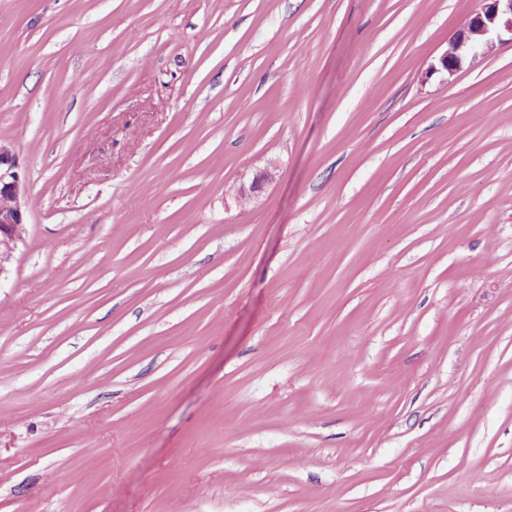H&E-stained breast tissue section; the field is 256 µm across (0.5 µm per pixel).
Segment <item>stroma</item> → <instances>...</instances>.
I'll use <instances>...</instances> for the list:
<instances>
[{"mask_svg":"<svg viewBox=\"0 0 512 512\" xmlns=\"http://www.w3.org/2000/svg\"><path fill=\"white\" fill-rule=\"evenodd\" d=\"M479 7L0 0V512H512V44L425 74ZM26 182L17 154L0 142V272L19 242L26 225Z\"/></svg>","mask_w":512,"mask_h":512,"instance_id":"obj_1","label":"stroma"}]
</instances>
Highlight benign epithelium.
I'll return each mask as SVG.
<instances>
[{
    "instance_id": "1",
    "label": "benign epithelium",
    "mask_w": 512,
    "mask_h": 512,
    "mask_svg": "<svg viewBox=\"0 0 512 512\" xmlns=\"http://www.w3.org/2000/svg\"><path fill=\"white\" fill-rule=\"evenodd\" d=\"M481 2V9L469 16L467 23L449 40L437 63L430 66L432 71L443 70L452 76L464 64L472 65L484 57L495 42H512V0ZM505 34L511 38L503 39ZM25 196L26 182L19 158L8 145L0 142V271L23 240Z\"/></svg>"
}]
</instances>
